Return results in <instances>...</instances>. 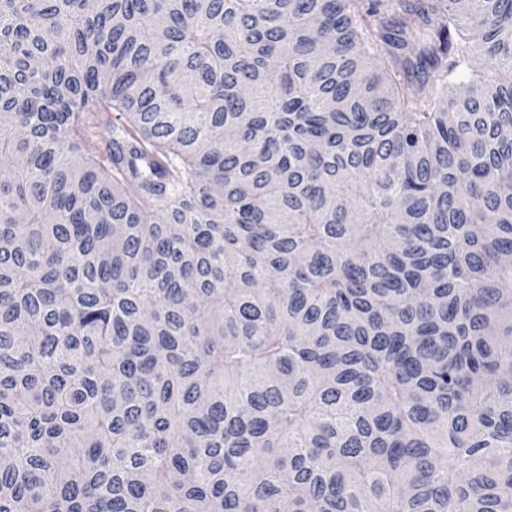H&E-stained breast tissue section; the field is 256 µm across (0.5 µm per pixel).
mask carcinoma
Here are the masks:
<instances>
[{"label":"carcinoma","instance_id":"1","mask_svg":"<svg viewBox=\"0 0 512 512\" xmlns=\"http://www.w3.org/2000/svg\"><path fill=\"white\" fill-rule=\"evenodd\" d=\"M0 512H512V0H0Z\"/></svg>","mask_w":512,"mask_h":512}]
</instances>
